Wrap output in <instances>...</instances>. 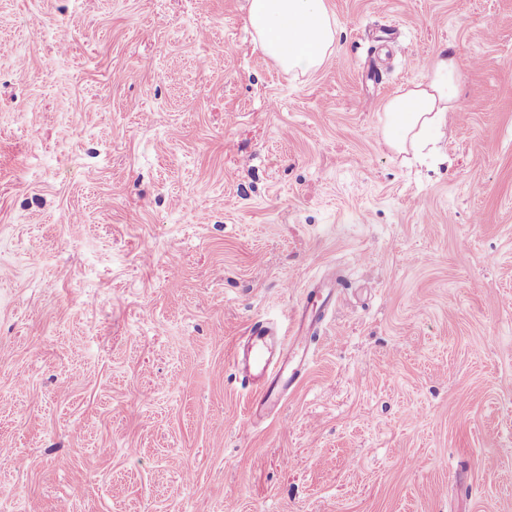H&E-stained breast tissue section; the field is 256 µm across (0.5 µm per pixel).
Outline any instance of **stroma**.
I'll list each match as a JSON object with an SVG mask.
<instances>
[{"label":"stroma","instance_id":"obj_1","mask_svg":"<svg viewBox=\"0 0 512 512\" xmlns=\"http://www.w3.org/2000/svg\"><path fill=\"white\" fill-rule=\"evenodd\" d=\"M276 66L249 0H0V503L512 512V0H325ZM448 50L433 150L385 102ZM334 271L305 379L231 365ZM248 22L263 52L288 72H313L335 49L325 0H250Z\"/></svg>","mask_w":512,"mask_h":512}]
</instances>
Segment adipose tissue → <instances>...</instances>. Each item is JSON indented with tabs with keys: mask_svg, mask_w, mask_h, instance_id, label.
Here are the masks:
<instances>
[{
	"mask_svg": "<svg viewBox=\"0 0 512 512\" xmlns=\"http://www.w3.org/2000/svg\"><path fill=\"white\" fill-rule=\"evenodd\" d=\"M248 22L263 52L289 72L315 71L335 49L336 22L325 0H250ZM426 69L425 82L383 107V138L396 151L426 148L446 114L457 109L459 76L453 56L434 54Z\"/></svg>",
	"mask_w": 512,
	"mask_h": 512,
	"instance_id": "ef3b65f1",
	"label": "adipose tissue"
}]
</instances>
